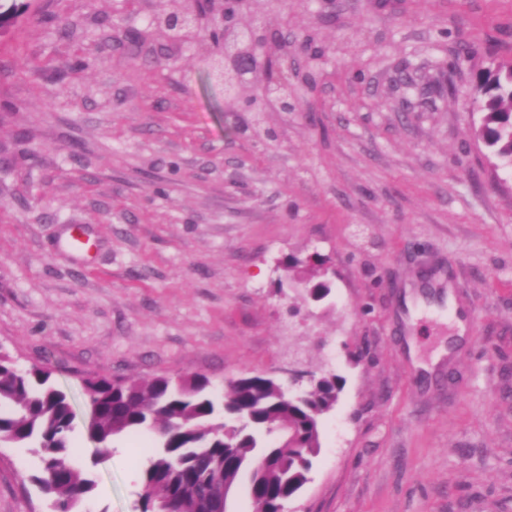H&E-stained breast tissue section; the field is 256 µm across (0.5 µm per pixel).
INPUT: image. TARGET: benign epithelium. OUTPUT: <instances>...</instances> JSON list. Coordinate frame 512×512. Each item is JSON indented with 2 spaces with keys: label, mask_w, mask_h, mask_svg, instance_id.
<instances>
[{
  "label": "benign epithelium",
  "mask_w": 512,
  "mask_h": 512,
  "mask_svg": "<svg viewBox=\"0 0 512 512\" xmlns=\"http://www.w3.org/2000/svg\"><path fill=\"white\" fill-rule=\"evenodd\" d=\"M208 5L210 34L220 46L219 57L209 64L210 77L224 97V111L251 112L250 103L237 95L244 77L265 81L272 71L287 67L293 84L309 93L316 90L314 68L326 64L331 55L312 47L311 39L290 40L275 36L261 23L250 20L253 0H204ZM170 31L186 32L198 27L192 11L172 12L161 18ZM263 98L274 112L293 110L294 98L278 88L262 89Z\"/></svg>",
  "instance_id": "obj_1"
}]
</instances>
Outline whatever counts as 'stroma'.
I'll return each instance as SVG.
<instances>
[{
    "label": "stroma",
    "instance_id": "35a3bbf8",
    "mask_svg": "<svg viewBox=\"0 0 512 512\" xmlns=\"http://www.w3.org/2000/svg\"><path fill=\"white\" fill-rule=\"evenodd\" d=\"M169 7L37 0L0 34V346L80 416L101 373L337 374L287 512H512V167L474 135L512 0L259 5L336 57L316 100L258 114L225 111L208 39L150 27ZM76 224L94 261L65 247ZM152 440L97 465L76 426L94 512H134ZM38 468L0 447V512H47Z\"/></svg>",
    "mask_w": 512,
    "mask_h": 512
}]
</instances>
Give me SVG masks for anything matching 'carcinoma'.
<instances>
[{"instance_id": "carcinoma-1", "label": "carcinoma", "mask_w": 512, "mask_h": 512, "mask_svg": "<svg viewBox=\"0 0 512 512\" xmlns=\"http://www.w3.org/2000/svg\"><path fill=\"white\" fill-rule=\"evenodd\" d=\"M475 92L482 124L476 135L499 160L512 163V64L497 63ZM344 379L328 374L290 393L259 373L240 376L219 396L204 376L137 381L107 374L83 380L84 429L97 444L95 462L116 436L153 433L141 448L142 492L136 509L162 501L173 512H212L206 495L238 488L247 478L255 512H281L309 482L321 448L322 418L336 405ZM76 413L47 366L19 369L0 351V446L29 448L41 460L34 482L53 512H80L94 495L93 476L71 461Z\"/></svg>"}]
</instances>
